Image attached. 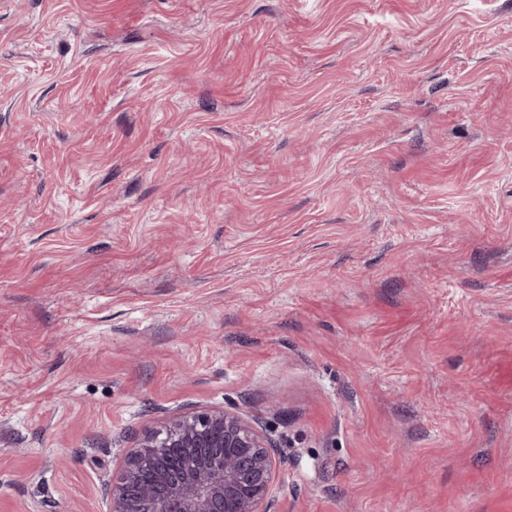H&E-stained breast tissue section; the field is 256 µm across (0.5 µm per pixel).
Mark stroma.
Listing matches in <instances>:
<instances>
[{"label":"stroma","instance_id":"35a3bbf8","mask_svg":"<svg viewBox=\"0 0 512 512\" xmlns=\"http://www.w3.org/2000/svg\"><path fill=\"white\" fill-rule=\"evenodd\" d=\"M190 406L276 512H512V0H0V512Z\"/></svg>","mask_w":512,"mask_h":512}]
</instances>
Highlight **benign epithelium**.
Wrapping results in <instances>:
<instances>
[{
  "mask_svg": "<svg viewBox=\"0 0 512 512\" xmlns=\"http://www.w3.org/2000/svg\"><path fill=\"white\" fill-rule=\"evenodd\" d=\"M274 450L235 410L189 409L146 432L102 488L108 512H273Z\"/></svg>",
  "mask_w": 512,
  "mask_h": 512,
  "instance_id": "benign-epithelium-1",
  "label": "benign epithelium"
}]
</instances>
